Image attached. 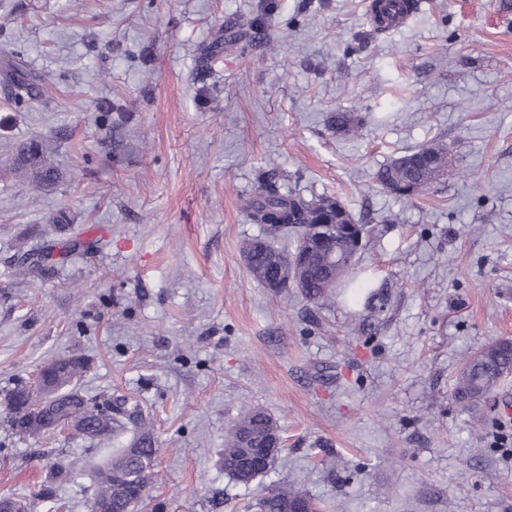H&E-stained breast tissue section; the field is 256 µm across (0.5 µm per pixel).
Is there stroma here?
<instances>
[{
    "mask_svg": "<svg viewBox=\"0 0 512 512\" xmlns=\"http://www.w3.org/2000/svg\"><path fill=\"white\" fill-rule=\"evenodd\" d=\"M419 2L377 34L365 0H0V46L42 88L0 77V160L40 140L62 172L0 176V391L81 355L84 392L138 398L161 448L139 512H256L289 483L344 512H512V377L454 397L461 352L512 337V0ZM433 140L445 178L408 202L376 184ZM271 166L366 225L355 304L248 274ZM67 239L73 260L14 276L20 247ZM246 405L284 440L247 486L220 465ZM98 455L0 422V496L90 512L87 473L38 491L56 457Z\"/></svg>",
    "mask_w": 512,
    "mask_h": 512,
    "instance_id": "obj_1",
    "label": "stroma"
}]
</instances>
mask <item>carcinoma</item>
I'll list each match as a JSON object with an SVG mask.
<instances>
[{
	"label": "carcinoma",
	"mask_w": 512,
	"mask_h": 512,
	"mask_svg": "<svg viewBox=\"0 0 512 512\" xmlns=\"http://www.w3.org/2000/svg\"><path fill=\"white\" fill-rule=\"evenodd\" d=\"M5 79L13 83L19 98L32 94V83L16 73L3 71ZM331 124L339 131L355 135L359 120L347 112L331 116ZM448 146L430 141L406 151L384 165L376 173V182L390 194L410 200L447 173ZM0 170L15 176H24L38 188L58 179V172L42 145L33 142L22 147ZM244 209L253 224L262 227V234L245 242L242 249L249 275L273 294L282 289L274 287L280 271L288 260V253L275 245L274 238L292 234L296 249L309 251V262L293 287L309 302L323 307L336 301V289L356 266L361 249L346 224L355 225L361 235L367 234L363 224L333 196L306 200L284 190L276 174L262 177L255 194L245 201ZM334 224L337 231L320 237L313 227ZM69 244L60 242L44 246L39 251H24L14 259L15 274L30 275L56 256L62 260L68 255ZM41 368L42 382L53 387L56 396L48 400L36 386L17 385L5 391L11 398L4 408L6 425L20 438L43 437L52 433L50 423L63 415H76L87 427L83 437L94 444L112 446V458L96 471L95 500L108 506L111 512H123L125 503L120 492L119 477L135 472L141 485L149 487L156 476V461L160 448L154 436L153 425L143 415L140 404L128 397L107 405L84 394L73 380H79L87 371L84 358L73 357L65 373H47ZM512 375V338H497L474 351L463 354L455 380L454 394L458 400L476 404L489 397L504 379ZM280 436L277 422L259 409L241 411L224 442L222 466L224 472L244 485L251 484L260 475L272 470L281 459V452L272 455L266 467L249 475L241 471V459L250 448H260L271 438ZM72 463L59 460L50 466L47 485L41 491L45 499L53 497V485L70 477ZM299 503L304 512H319V505L299 488L274 489L258 502L259 512H287L288 506Z\"/></svg>",
	"instance_id": "obj_1"
}]
</instances>
